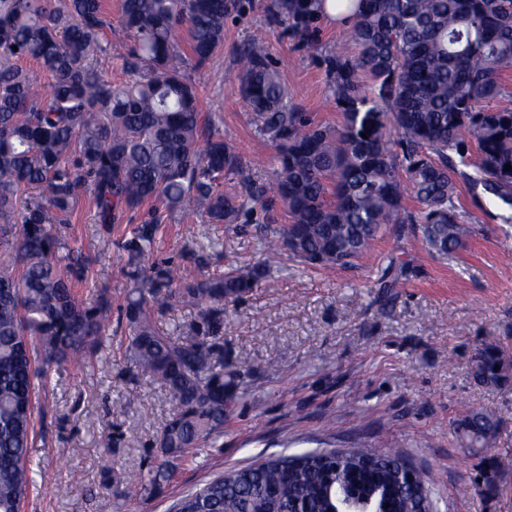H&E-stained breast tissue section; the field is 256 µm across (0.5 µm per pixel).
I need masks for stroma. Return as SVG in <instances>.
Listing matches in <instances>:
<instances>
[{
	"mask_svg": "<svg viewBox=\"0 0 512 512\" xmlns=\"http://www.w3.org/2000/svg\"><path fill=\"white\" fill-rule=\"evenodd\" d=\"M271 2L234 0L220 53L191 74L203 113L223 116L224 140L241 160V174L224 182L228 191L268 184L277 169L239 92L244 44H264L301 111L319 123L343 121L331 63L357 52L346 28L318 20L310 40H301L271 16ZM457 195L469 233L454 256H430L412 233L392 231L355 267L306 269L284 257L252 293L225 300L224 361L238 388L223 437L178 465L161 493L124 501L103 490L105 477L126 481L147 467L172 406L161 387L129 372L121 311L130 280L117 245L129 227L103 235L80 204L56 233L78 242L87 260L83 298L108 289L112 325L97 356L52 370L40 394L47 412L35 419L34 486L23 512H174L178 499L211 478L267 457L384 447L404 449L429 472L436 512H512V381L490 386L474 376L485 345L512 362V223L502 221L512 210L480 185L459 182ZM282 224L260 213L237 227L176 214L155 254L193 276L261 264ZM393 262L412 272L403 285L381 287ZM474 410L488 413L495 429L487 445L469 448L458 425Z\"/></svg>",
	"mask_w": 512,
	"mask_h": 512,
	"instance_id": "35a3bbf8",
	"label": "stroma"
}]
</instances>
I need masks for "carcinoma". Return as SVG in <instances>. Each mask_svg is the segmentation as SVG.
I'll return each instance as SVG.
<instances>
[{
  "label": "carcinoma",
  "mask_w": 512,
  "mask_h": 512,
  "mask_svg": "<svg viewBox=\"0 0 512 512\" xmlns=\"http://www.w3.org/2000/svg\"><path fill=\"white\" fill-rule=\"evenodd\" d=\"M354 59L338 56L333 93L343 123H316L288 105L280 71L266 49L240 52L241 93L258 134L277 150L272 186L224 192L240 173L239 155L205 115L187 69L208 65L224 43L230 0H121L119 45L128 80L105 79L94 65L107 53L103 0H0V215L24 201L21 227L0 233V512H21L33 483L37 387L53 366L90 360L112 322L106 289L85 302L82 248L54 226L71 221L80 200L111 233L123 214L139 222L123 244L133 289L124 308L130 365L162 386L173 412L156 456L136 488L105 486L117 498L150 496L173 467L224 435L237 396L224 373V300L241 299L270 265H240L222 275L187 277L181 265L150 261L157 233L175 213L236 224L247 211H285L269 259L286 252L304 266L352 265L370 255L389 225L410 230L424 249L446 258L464 246L467 228L456 178L482 184L512 204V106L495 109L502 75L512 71V0H352ZM273 14L305 34L317 0H274ZM18 50H13V47ZM31 59L50 76L43 86L18 65ZM370 130L368 138L361 133ZM472 169L467 174L461 171ZM39 190L28 195V190ZM413 196L417 208L407 207ZM198 308L188 332L158 326L175 305ZM476 376L508 380L501 352L487 346ZM495 424L474 412L463 423L469 446ZM389 482L404 458L381 452ZM348 469H325L316 451L266 458L223 474L182 497L176 512H333ZM411 512L410 494L389 498Z\"/></svg>",
  "instance_id": "carcinoma-1"
}]
</instances>
